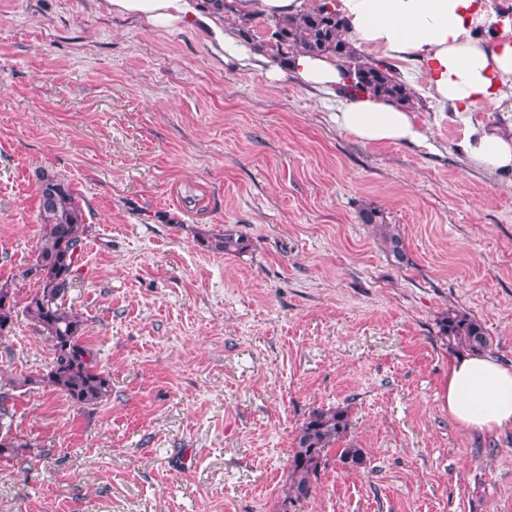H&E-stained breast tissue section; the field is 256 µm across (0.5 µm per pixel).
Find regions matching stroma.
<instances>
[{
  "instance_id": "obj_1",
  "label": "stroma",
  "mask_w": 512,
  "mask_h": 512,
  "mask_svg": "<svg viewBox=\"0 0 512 512\" xmlns=\"http://www.w3.org/2000/svg\"><path fill=\"white\" fill-rule=\"evenodd\" d=\"M424 145L358 141L313 89L224 62L203 29L153 30L104 0H0V339L13 429L47 449L0 460V512H285L312 411L342 446L295 512H512V429L469 431L440 394L438 321L479 320L512 365V173L468 168L466 124L424 90ZM91 231L66 307L109 377L85 409L39 384L50 346L23 308L41 236L37 174ZM402 237L398 264L362 208ZM244 237L246 251L204 239ZM205 245L208 249L224 254L240 253L247 247V242L241 237H235L233 234H215L211 239H207ZM14 292L8 282L0 283V339L12 332ZM349 425L348 408L329 407L309 415L294 438L285 504L288 502L293 506L312 495L333 449L336 450V461L344 468L354 470L366 465L363 449L334 448L346 436Z\"/></svg>"
}]
</instances>
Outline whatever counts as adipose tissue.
<instances>
[{
  "label": "adipose tissue",
  "mask_w": 512,
  "mask_h": 512,
  "mask_svg": "<svg viewBox=\"0 0 512 512\" xmlns=\"http://www.w3.org/2000/svg\"><path fill=\"white\" fill-rule=\"evenodd\" d=\"M112 13L152 27L206 28L224 60L266 70L276 64L244 44L224 15L201 0H105ZM313 0H237L246 17L275 19L307 11ZM356 49L417 64L431 99L455 114L490 108L512 112V15L492 0H336ZM291 76L336 105V126L365 144H419L426 135L411 108L369 94H349L343 66L327 56L295 55ZM467 164L512 172V129L471 127L461 142ZM442 403L461 426L491 434L512 428V367L487 354H461L448 366Z\"/></svg>",
  "instance_id": "adipose-tissue-1"
}]
</instances>
